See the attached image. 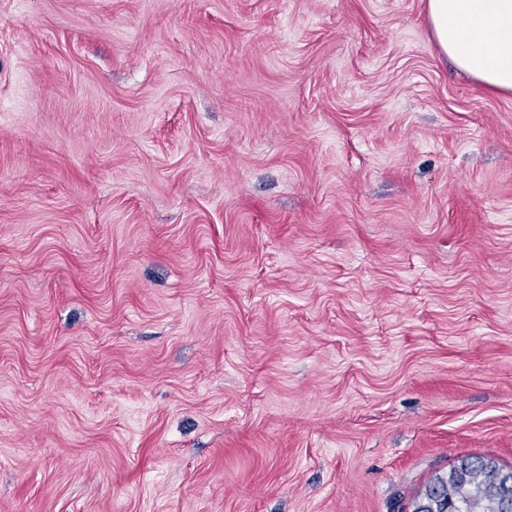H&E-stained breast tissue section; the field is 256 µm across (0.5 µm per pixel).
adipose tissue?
Returning a JSON list of instances; mask_svg holds the SVG:
<instances>
[{
    "instance_id": "1",
    "label": "adipose tissue",
    "mask_w": 512,
    "mask_h": 512,
    "mask_svg": "<svg viewBox=\"0 0 512 512\" xmlns=\"http://www.w3.org/2000/svg\"><path fill=\"white\" fill-rule=\"evenodd\" d=\"M441 55L477 83L512 92V0H427Z\"/></svg>"
}]
</instances>
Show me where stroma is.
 Listing matches in <instances>:
<instances>
[{
  "instance_id": "1",
  "label": "stroma",
  "mask_w": 512,
  "mask_h": 512,
  "mask_svg": "<svg viewBox=\"0 0 512 512\" xmlns=\"http://www.w3.org/2000/svg\"><path fill=\"white\" fill-rule=\"evenodd\" d=\"M512 468V93L425 0H0V512H413Z\"/></svg>"
}]
</instances>
